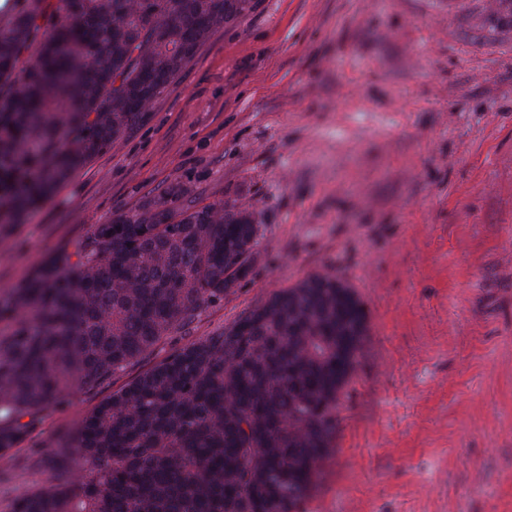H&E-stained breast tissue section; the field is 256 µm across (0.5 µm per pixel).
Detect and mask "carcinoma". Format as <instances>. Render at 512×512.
<instances>
[{"mask_svg":"<svg viewBox=\"0 0 512 512\" xmlns=\"http://www.w3.org/2000/svg\"><path fill=\"white\" fill-rule=\"evenodd\" d=\"M22 0L0 26V238L106 151L248 0ZM150 205L59 249L0 299V456L75 385L146 358L248 273L255 212ZM368 315L332 270L271 292L112 392L12 512H306ZM78 471L76 486L67 476Z\"/></svg>","mask_w":512,"mask_h":512,"instance_id":"obj_1","label":"carcinoma"}]
</instances>
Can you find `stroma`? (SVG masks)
<instances>
[{
  "instance_id": "1",
  "label": "stroma",
  "mask_w": 512,
  "mask_h": 512,
  "mask_svg": "<svg viewBox=\"0 0 512 512\" xmlns=\"http://www.w3.org/2000/svg\"><path fill=\"white\" fill-rule=\"evenodd\" d=\"M176 184L253 207L260 236L149 362L334 270L369 332L306 512H512V0H251L0 239V296ZM140 370L73 388L32 447L74 441ZM22 459L0 457V512L35 479Z\"/></svg>"
}]
</instances>
